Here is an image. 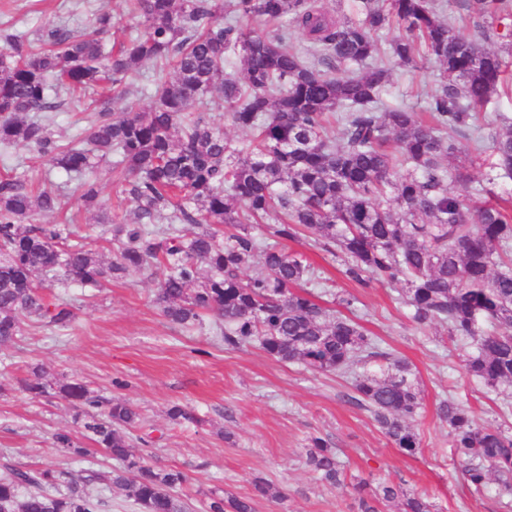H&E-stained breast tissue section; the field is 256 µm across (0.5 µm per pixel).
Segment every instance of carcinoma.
I'll use <instances>...</instances> for the list:
<instances>
[{
  "instance_id": "1",
  "label": "carcinoma",
  "mask_w": 512,
  "mask_h": 512,
  "mask_svg": "<svg viewBox=\"0 0 512 512\" xmlns=\"http://www.w3.org/2000/svg\"><path fill=\"white\" fill-rule=\"evenodd\" d=\"M357 2V16L335 17L314 0H128L142 30L111 47L104 40L110 12L98 13L89 32L60 27L30 40L0 31V143L33 147L78 177L87 208L101 193L92 174L114 158L137 216L113 225L122 246L106 261L71 225L32 223L60 209L58 194L35 192L18 176L0 180V349L27 321L73 324L69 304L47 299L55 286L99 288L161 269L156 303L168 322L188 326L210 315L231 349L256 343L279 361L350 376L351 400L413 455L417 377L359 321L308 290L315 271L285 243L309 233L343 258L348 280L402 285L399 300L414 324L439 326L470 346L469 375L512 387V192H495L512 182V116L500 114L488 135L476 125L512 61V0H464L484 34L501 42L498 50L481 49L456 27L443 0ZM391 28L398 31L392 58L437 69L424 118L383 100L390 69L378 61L375 35ZM296 30L320 65L296 48ZM233 61L240 69L224 71ZM145 62L173 64L146 108H97L65 144L36 116L56 110L62 89L115 90ZM214 111L251 138H229ZM466 137L490 174L461 195L451 184L464 178ZM21 388L33 399L68 402L119 467L107 474L11 469L0 477V512H102L106 502L83 489L95 480L124 490L139 512H187L177 493L187 476L154 468L136 448L128 429L138 413L128 402H107L76 378L49 381L37 367ZM438 412L474 491L495 480L512 492V433L477 424L452 398ZM54 444L81 453L67 432ZM307 463L325 484L344 485L336 451L322 439H312ZM353 489L358 512H381L396 500L400 512L433 509L426 496L391 482ZM275 497L259 479L250 497H209L206 512H254L255 500Z\"/></svg>"
}]
</instances>
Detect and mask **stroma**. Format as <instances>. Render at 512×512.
I'll list each match as a JSON object with an SVG mask.
<instances>
[{
	"mask_svg": "<svg viewBox=\"0 0 512 512\" xmlns=\"http://www.w3.org/2000/svg\"><path fill=\"white\" fill-rule=\"evenodd\" d=\"M101 11L113 16L109 42L135 33L138 24L125 0H0V30L31 39L56 26L76 32ZM390 69L385 101L421 111L426 92L435 87L432 70L396 63ZM6 174L59 194L64 214L74 216L90 238H99L111 219H135L111 163L94 173L101 207L91 212L78 201L75 181L26 146H0V176ZM293 248L326 277L325 305L338 293L354 296L360 323L417 375L423 409L413 422L421 441L416 454L395 448L369 411L348 402V379L278 361L256 346L227 349L210 318L187 327L169 324L155 303L156 277L133 273L101 288L58 289L77 314L72 326L27 324L16 344L0 351V375L12 384L0 392V466L32 470L53 464L76 472L91 462L116 465L88 439L68 404L33 400L18 388L39 366L48 380L74 377L103 397L128 401L139 415L134 433L148 442L150 463L187 475L179 493L193 512H204L212 493L250 495L259 478L281 497L256 500L254 512H357L353 486L362 479L426 495L434 512H512V494L494 488L473 492L452 460L448 426L438 416L440 401L451 397L467 406L478 424L510 431L512 395L469 376L463 367L466 346L443 328H418L396 287L348 281L339 262L317 249L312 238ZM175 405L191 410L195 421L170 418ZM59 431L69 432L84 456L55 448L52 436ZM315 437L335 449L347 474L345 487L325 485L311 470L307 451Z\"/></svg>",
	"mask_w": 512,
	"mask_h": 512,
	"instance_id": "35a3bbf8",
	"label": "stroma"
}]
</instances>
